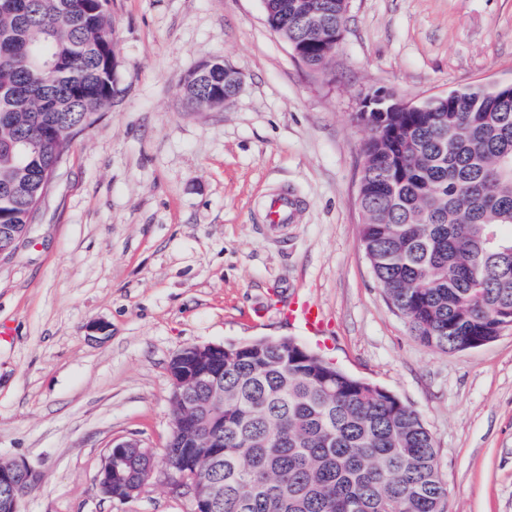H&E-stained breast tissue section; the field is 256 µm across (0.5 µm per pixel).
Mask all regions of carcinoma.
Returning <instances> with one entry per match:
<instances>
[{"instance_id": "cac0c4a2", "label": "carcinoma", "mask_w": 512, "mask_h": 512, "mask_svg": "<svg viewBox=\"0 0 512 512\" xmlns=\"http://www.w3.org/2000/svg\"><path fill=\"white\" fill-rule=\"evenodd\" d=\"M276 33L306 45L325 75L330 56L316 12L340 26L346 0H265ZM111 0H0V227L25 230L39 175L71 139L67 117L112 100ZM56 61L40 69L32 51ZM188 99L222 105L224 69L185 84ZM358 192L364 253L415 339L443 351L512 326V96L491 86L448 92L426 111L373 112ZM224 380L218 448H191L224 481L214 512H446L448 487L420 415L390 391L350 375L290 338L224 346L201 369L195 397ZM173 409L167 449L190 448Z\"/></svg>"}]
</instances>
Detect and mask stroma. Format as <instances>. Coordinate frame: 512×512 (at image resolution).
Instances as JSON below:
<instances>
[{
    "label": "stroma",
    "instance_id": "obj_1",
    "mask_svg": "<svg viewBox=\"0 0 512 512\" xmlns=\"http://www.w3.org/2000/svg\"><path fill=\"white\" fill-rule=\"evenodd\" d=\"M111 16L118 92L0 259V457L40 477L23 512H191L164 460L171 357L288 336L420 414L447 512H512V331L445 352L391 308L360 242L355 120L371 90L421 103L512 81V0H350L325 76L268 28L263 0H111ZM213 57L241 88L191 107L184 78ZM282 190L300 210L273 229ZM296 296L321 306L323 333L280 315ZM129 439L154 464L119 503L98 475Z\"/></svg>",
    "mask_w": 512,
    "mask_h": 512
}]
</instances>
